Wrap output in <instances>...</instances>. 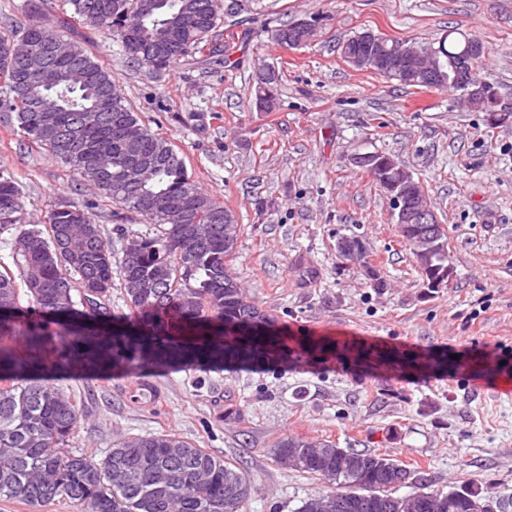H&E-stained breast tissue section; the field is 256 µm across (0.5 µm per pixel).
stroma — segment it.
<instances>
[{
  "label": "stroma",
  "instance_id": "1",
  "mask_svg": "<svg viewBox=\"0 0 512 512\" xmlns=\"http://www.w3.org/2000/svg\"><path fill=\"white\" fill-rule=\"evenodd\" d=\"M243 24L221 26L229 61L187 57L155 77L131 67L108 28L74 32L111 69L129 103L183 155L189 172L232 211L240 237L232 268L248 295L277 319L300 364L141 367L108 378L71 376L82 403L77 450L102 458L113 439L170 434L243 462L254 490L243 512H296L326 487L281 465L275 444L292 434L394 456L443 492L468 482L512 490V397L485 393L475 359L490 353L512 371V123L490 124L445 87L405 86L353 67L343 41L370 30L422 45L455 29L487 53L480 78L512 108V0H252ZM320 16L321 33L297 49L268 29ZM274 67L278 105H253L256 74ZM388 153L429 195L448 231L453 274L436 288L398 234L391 203L352 162ZM0 170L13 173L30 223L50 203L97 199L59 160L0 125ZM93 217L113 250L115 216L97 199ZM359 239L385 280L372 288L339 239ZM312 343L445 350L470 368L386 376L333 358L306 356ZM241 418H224L225 403Z\"/></svg>",
  "mask_w": 512,
  "mask_h": 512
}]
</instances>
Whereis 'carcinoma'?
<instances>
[{
	"mask_svg": "<svg viewBox=\"0 0 512 512\" xmlns=\"http://www.w3.org/2000/svg\"><path fill=\"white\" fill-rule=\"evenodd\" d=\"M72 13L54 19L55 40L38 28L0 32V123L47 150L110 200L117 211L142 217L147 229H119L121 256L112 255L92 218L96 201L49 205L45 224L27 221L13 175L0 172V235L13 239L24 287L0 271V499L31 506L66 500L80 512H241L253 491L243 464L226 461L167 434L120 437L97 460L72 448L82 418L74 395L51 384L55 373L109 374L142 366L244 365L288 360L270 331L272 314L252 302L232 272L240 227L224 204L204 192L172 142L144 123L127 99L112 96L116 80L100 57L68 30L80 22L112 28L128 63L160 76L199 54L224 66L214 32L245 5L238 0H67ZM26 42L57 73L47 84L18 52ZM393 39L366 30L343 42L374 56ZM437 85L486 55L481 40L450 30L437 45ZM278 79L256 82L254 107H277ZM466 102L495 108L486 92ZM372 176L383 191L400 184L412 200L430 203L420 182L394 158L372 152ZM409 243L428 288L448 279V235L420 244L417 224L396 225ZM128 307L112 312V288ZM389 372L448 370V355L356 350ZM273 454L318 475L329 489L308 497L298 512H512V493L477 489H396L418 479L387 455L340 448L330 441L287 435Z\"/></svg>",
	"mask_w": 512,
	"mask_h": 512,
	"instance_id": "cac0c4a2",
	"label": "carcinoma"
}]
</instances>
